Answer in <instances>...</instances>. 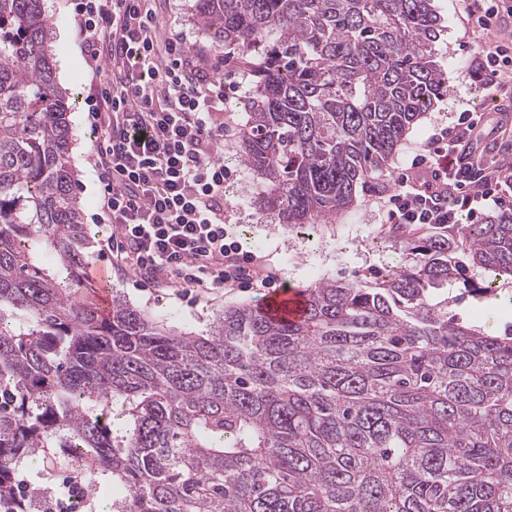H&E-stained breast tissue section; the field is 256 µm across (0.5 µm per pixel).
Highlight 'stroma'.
Instances as JSON below:
<instances>
[{
	"mask_svg": "<svg viewBox=\"0 0 512 512\" xmlns=\"http://www.w3.org/2000/svg\"><path fill=\"white\" fill-rule=\"evenodd\" d=\"M433 5L442 18L436 60L448 78V93L435 102L409 133L384 175L360 188L354 206L333 223L317 225L312 235L306 236L299 229L280 224L275 216L261 213L255 205L259 191L256 178L238 157L235 140L225 143L227 165L236 172L224 185V201L235 212L228 231L246 242L257 272H273L279 283L301 290L324 279H347L367 270H392L403 263L398 232L381 221L376 206L379 196L393 192L403 169L409 167L417 149L428 141L435 127L452 124L462 109L477 110L487 100L486 93L474 90L466 73L478 52V44L467 35L464 0H433ZM43 8L54 22L52 50L60 83L77 97L69 114L70 156L75 162V190L90 236L89 262L95 265L113 227L96 219L100 187L90 163L96 138L87 120L91 94L89 72L74 36L77 16L71 0H43ZM158 20L161 26L186 32L197 46L212 50L222 46L220 40L212 38L197 24L194 0H173L169 5L163 2ZM224 80L232 86L224 102V121L235 129L246 119L243 100L255 77L250 65L237 57L225 65ZM108 274L110 292L125 295L138 308L170 315L171 326L183 332L206 331L224 307L259 300L267 294L263 288L236 287L192 299L182 300L173 295L161 299L153 288L137 286L131 272L124 268L109 267ZM496 286L495 295L481 302L463 297L464 286L459 281L449 284L448 293L460 296L455 311L464 321L499 334L505 325H512V279H499Z\"/></svg>",
	"mask_w": 512,
	"mask_h": 512,
	"instance_id": "35a3bbf8",
	"label": "stroma"
}]
</instances>
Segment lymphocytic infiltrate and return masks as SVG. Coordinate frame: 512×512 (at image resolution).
<instances>
[{"label": "lymphocytic infiltrate", "mask_w": 512, "mask_h": 512, "mask_svg": "<svg viewBox=\"0 0 512 512\" xmlns=\"http://www.w3.org/2000/svg\"><path fill=\"white\" fill-rule=\"evenodd\" d=\"M500 0H470L467 24L481 44L469 76L483 90L512 85V34ZM91 76L88 121L97 134L93 170L101 218L116 229L112 263L166 288L273 287L225 228L223 63L192 51L186 34L164 30L155 0H73ZM481 114L463 111L430 137L380 204L402 228L481 215L512 186V163L475 164L465 154Z\"/></svg>", "instance_id": "f902f5d3"}]
</instances>
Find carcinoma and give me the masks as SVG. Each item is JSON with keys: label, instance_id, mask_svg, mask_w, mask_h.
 <instances>
[{"label": "carcinoma", "instance_id": "cac0c4a2", "mask_svg": "<svg viewBox=\"0 0 512 512\" xmlns=\"http://www.w3.org/2000/svg\"><path fill=\"white\" fill-rule=\"evenodd\" d=\"M43 0H0V512H37L11 468L61 460L126 495L112 512H512V330L439 295L512 277V210L402 232L397 269L323 280L298 319L261 303L190 335L112 298L88 262ZM261 49L241 160L293 226L354 205L448 93L432 0H196ZM60 266L58 279L50 269Z\"/></svg>", "mask_w": 512, "mask_h": 512}]
</instances>
